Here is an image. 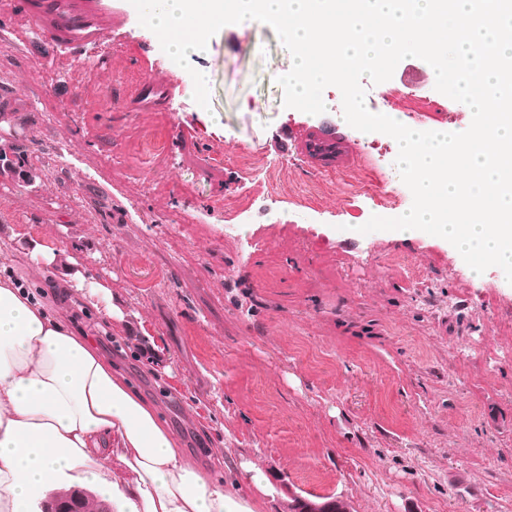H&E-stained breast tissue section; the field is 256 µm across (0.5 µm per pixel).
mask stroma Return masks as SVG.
<instances>
[{"instance_id": "1", "label": "stroma", "mask_w": 512, "mask_h": 512, "mask_svg": "<svg viewBox=\"0 0 512 512\" xmlns=\"http://www.w3.org/2000/svg\"><path fill=\"white\" fill-rule=\"evenodd\" d=\"M104 2L114 19L88 65L21 0H0V131L15 147L0 169V260L55 308L26 252L65 241L89 283L139 312L162 361L147 366L134 339L113 337L103 308L72 325L158 404L192 460L274 472L266 512H288V490L352 512H512L503 271L474 277L428 235L359 233L412 205L398 144L351 127L333 86L322 114L284 107L276 79L292 57L270 26L224 28L186 70L121 0ZM404 64L409 77L363 79L367 108L466 130L465 105L420 59ZM194 68L208 74L205 108ZM147 78L172 96L125 111ZM325 123L338 146L327 164L309 149Z\"/></svg>"}]
</instances>
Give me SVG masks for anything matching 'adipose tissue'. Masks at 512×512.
Here are the masks:
<instances>
[{"instance_id": "obj_1", "label": "adipose tissue", "mask_w": 512, "mask_h": 512, "mask_svg": "<svg viewBox=\"0 0 512 512\" xmlns=\"http://www.w3.org/2000/svg\"><path fill=\"white\" fill-rule=\"evenodd\" d=\"M73 303L96 305L66 243L29 254ZM249 486L226 488L193 463L159 407L65 312L0 268V512H37L47 494L80 487L112 512H258L269 475L246 462Z\"/></svg>"}]
</instances>
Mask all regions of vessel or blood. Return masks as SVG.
Listing matches in <instances>:
<instances>
[{
  "mask_svg": "<svg viewBox=\"0 0 512 512\" xmlns=\"http://www.w3.org/2000/svg\"><path fill=\"white\" fill-rule=\"evenodd\" d=\"M26 12L42 21L56 41L71 47L93 41L95 27L108 17L100 0H29Z\"/></svg>",
  "mask_w": 512,
  "mask_h": 512,
  "instance_id": "vessel-or-blood-1",
  "label": "vessel or blood"
}]
</instances>
